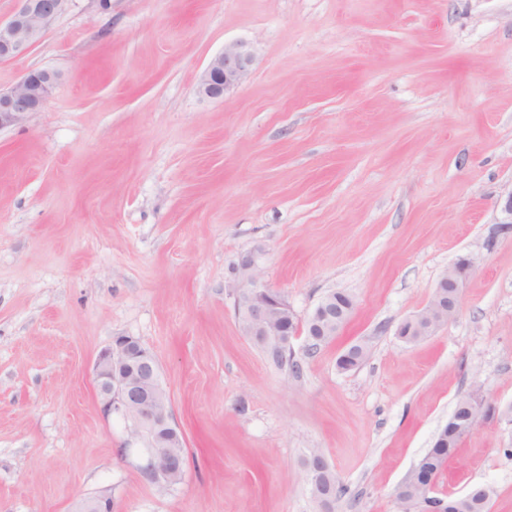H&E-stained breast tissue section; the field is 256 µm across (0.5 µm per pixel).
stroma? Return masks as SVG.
<instances>
[{
  "label": "stroma",
  "instance_id": "stroma-1",
  "mask_svg": "<svg viewBox=\"0 0 512 512\" xmlns=\"http://www.w3.org/2000/svg\"><path fill=\"white\" fill-rule=\"evenodd\" d=\"M244 41L248 79L198 92ZM59 80L0 129V512H320L301 464L321 449L336 512L394 494L479 392L500 415L460 444L438 496L489 485L512 512V0H68L0 89ZM306 319L353 295L331 343L273 365L240 330L232 268ZM456 317L407 344L460 257ZM155 358L186 449L148 483L104 417L94 365L115 337ZM363 341L369 355L337 361ZM473 267V261L470 257L463 258L459 267L453 265L446 271V273L440 279L436 292L440 293L441 288H446L448 284V289L451 288H462V282L466 279L470 270ZM447 289V290H448Z\"/></svg>",
  "mask_w": 512,
  "mask_h": 512
}]
</instances>
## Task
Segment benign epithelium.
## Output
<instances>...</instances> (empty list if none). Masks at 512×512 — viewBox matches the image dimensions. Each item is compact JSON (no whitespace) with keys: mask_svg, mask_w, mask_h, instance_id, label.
<instances>
[{"mask_svg":"<svg viewBox=\"0 0 512 512\" xmlns=\"http://www.w3.org/2000/svg\"><path fill=\"white\" fill-rule=\"evenodd\" d=\"M19 7L7 21L0 20V60L25 55L40 42L51 21L62 12L67 0H18ZM253 55L249 45L236 41L224 46L203 72L198 91L210 99H220L231 87L250 75ZM57 83V75L47 70L25 73L12 87L0 90V129L26 122L41 111ZM473 267L469 257L452 266L440 279L436 292L445 287L460 288ZM236 307L242 333L266 352L290 347L299 335L294 313L288 307L273 311L279 293L262 279L260 253L248 252L234 267ZM461 294L448 306L423 309L406 319L396 335L431 336L457 314ZM95 380L104 416L118 414L127 423V449L138 451V469L151 484L165 487L176 467L172 449L183 444V434L173 421L167 393L161 385L158 365L149 353L139 349L131 336H118L95 363ZM76 512H114L112 494L101 491L83 499Z\"/></svg>","mask_w":512,"mask_h":512,"instance_id":"benign-epithelium-1","label":"benign epithelium"}]
</instances>
